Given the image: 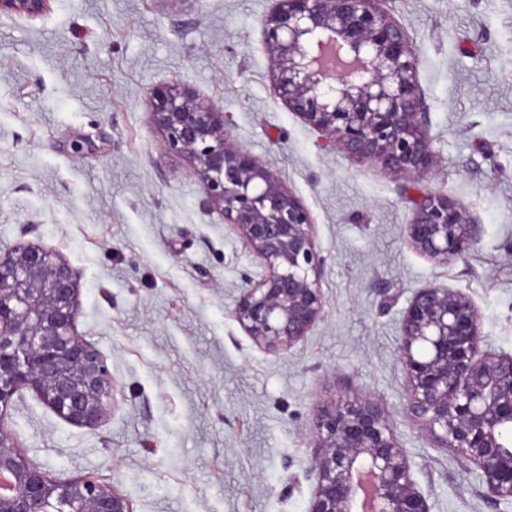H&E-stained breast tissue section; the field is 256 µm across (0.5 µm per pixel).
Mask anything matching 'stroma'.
<instances>
[{
	"label": "stroma",
	"mask_w": 512,
	"mask_h": 512,
	"mask_svg": "<svg viewBox=\"0 0 512 512\" xmlns=\"http://www.w3.org/2000/svg\"><path fill=\"white\" fill-rule=\"evenodd\" d=\"M275 4L50 0L0 15V252L36 243L73 266L75 332L113 378L94 426L25 388L8 433L49 477L113 487L133 512H306L317 409L371 396L431 512H512L407 417L397 359L404 312L432 286L464 293L482 349L512 356V0H385L419 58L437 157L415 179L349 157L275 97L262 29ZM164 85L222 112L229 145L310 212L324 309L287 349L235 318L263 269L164 148L150 103ZM425 194L481 224L462 255L412 246Z\"/></svg>",
	"instance_id": "stroma-1"
}]
</instances>
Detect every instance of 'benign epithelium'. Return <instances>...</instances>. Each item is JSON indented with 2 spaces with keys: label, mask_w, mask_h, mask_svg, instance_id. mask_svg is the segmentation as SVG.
I'll list each match as a JSON object with an SVG mask.
<instances>
[{
  "label": "benign epithelium",
  "mask_w": 512,
  "mask_h": 512,
  "mask_svg": "<svg viewBox=\"0 0 512 512\" xmlns=\"http://www.w3.org/2000/svg\"><path fill=\"white\" fill-rule=\"evenodd\" d=\"M50 0H0V14L39 16ZM383 0H277L265 19L273 92L288 110L351 158L406 178L433 170L419 59ZM164 146L193 172L264 269L239 297L235 317L258 345L289 347L320 318L324 259L303 202L257 157L228 146L224 113L174 85L150 93ZM430 258L460 256L480 225L456 201L429 194L408 225ZM77 271L39 244L0 257V512H132L116 490L52 479L12 442L4 419L22 388L60 417L90 427L111 408L100 353L74 333ZM477 312L462 293L419 291L403 316L398 358L407 414L439 448L478 471L485 496L512 504V356L481 350ZM317 483L306 512H430L388 412L372 397H345L315 417Z\"/></svg>",
  "instance_id": "1"
}]
</instances>
